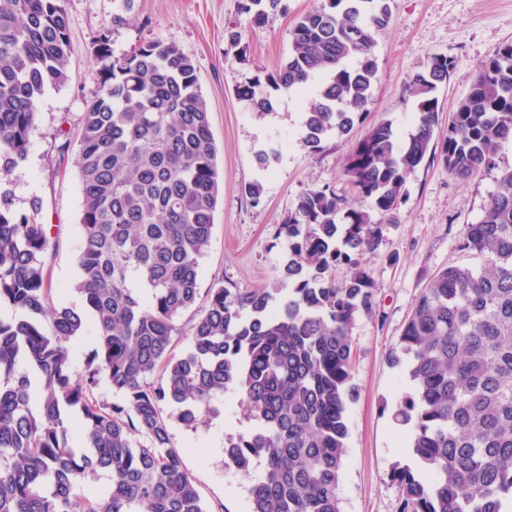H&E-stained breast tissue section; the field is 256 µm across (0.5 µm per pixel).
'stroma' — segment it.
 Masks as SVG:
<instances>
[{
	"label": "stroma",
	"mask_w": 512,
	"mask_h": 512,
	"mask_svg": "<svg viewBox=\"0 0 512 512\" xmlns=\"http://www.w3.org/2000/svg\"><path fill=\"white\" fill-rule=\"evenodd\" d=\"M324 0H288V10L261 25L243 12L241 0H136L126 26L113 36L116 52L138 41L159 38L177 45L197 66L208 101L211 130L224 171V193L215 214L210 246L200 261L199 295L194 308L178 321L182 334L208 304V290L223 281L249 290L273 287L287 246L274 230L298 196L308 188L334 185L350 192L343 169L354 138H330L317 156L300 146L306 102L280 96L273 111L258 116L236 96V87L256 67L274 69L290 50L288 32L297 18ZM390 25L376 36L378 73L368 106V123L392 120L407 134L415 119L408 91L412 77L433 56L453 61L448 83L440 88L443 106L439 130H446L457 102L468 92L481 63L512 42V0H392ZM75 66L68 83L47 89L37 106L25 166L10 178L11 207L38 209L52 248L45 272L55 305L82 308L75 290L80 245V185L74 154H61L63 140L77 141L86 101L100 90V74L90 57V39L111 25L117 0H65ZM239 31L245 55L228 49L227 30ZM276 147L279 155L261 169L257 154ZM512 169V142L503 143L491 165L467 179L448 174L439 160L425 159L407 184L400 207L401 224L367 254L376 285L372 312L359 314L351 330L356 352L353 383L357 395L348 406V453L339 496L342 512H399L401 490L392 478L394 463L412 464L408 449L398 447L391 412L407 381L389 360L414 305L436 273L451 266H473L477 259L461 247L466 225L483 215L498 179ZM260 182V205L245 191ZM249 422L233 396H226L219 416L197 427H170L171 443L180 449L207 512H248L249 477L224 465V440L245 431Z\"/></svg>",
	"instance_id": "obj_1"
}]
</instances>
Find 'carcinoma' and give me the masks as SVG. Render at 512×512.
Instances as JSON below:
<instances>
[{
	"label": "carcinoma",
	"mask_w": 512,
	"mask_h": 512,
	"mask_svg": "<svg viewBox=\"0 0 512 512\" xmlns=\"http://www.w3.org/2000/svg\"><path fill=\"white\" fill-rule=\"evenodd\" d=\"M390 2L326 0L297 19L275 69L258 67L237 87L259 116L279 94L309 93L300 145L310 156L365 126L344 166L358 204L333 186L300 194L275 225L288 246L277 287L214 285L179 354L178 320L196 303L224 188L209 105L175 44L114 52L135 0H120L112 28L92 36L100 90L76 146L60 145L74 150L81 187L84 309L52 306L45 225L37 208L14 211L0 193V306L15 312L0 319V512H206L162 405L192 428L220 415L226 393L255 421L224 441L226 467L262 465L249 512H342L351 330L375 300L364 255L400 223L407 181L425 158L466 179L512 141V43L480 65L447 130L435 133L437 92L453 69L446 56L411 81L407 136L389 120L365 125ZM286 9L287 0H241L257 24ZM72 67L64 0H0V180L26 162L37 104ZM463 249L482 264L435 274L390 353L409 379L393 419L418 465L393 466L400 512H500L512 496V170L466 225ZM340 265L348 275L338 281ZM89 318L95 348L78 376L70 342ZM103 380L122 402L95 397ZM101 472L104 492L80 488Z\"/></svg>",
	"instance_id": "obj_1"
}]
</instances>
